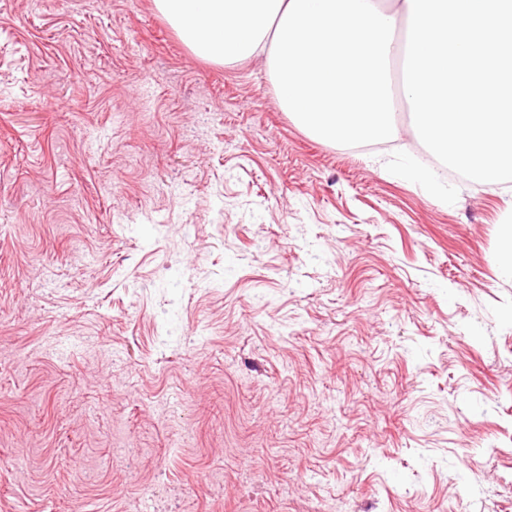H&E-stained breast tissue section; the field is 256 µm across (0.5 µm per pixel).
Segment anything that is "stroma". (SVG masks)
<instances>
[{
    "label": "stroma",
    "instance_id": "stroma-1",
    "mask_svg": "<svg viewBox=\"0 0 512 512\" xmlns=\"http://www.w3.org/2000/svg\"><path fill=\"white\" fill-rule=\"evenodd\" d=\"M422 149L153 0H0V512H512V185Z\"/></svg>",
    "mask_w": 512,
    "mask_h": 512
}]
</instances>
